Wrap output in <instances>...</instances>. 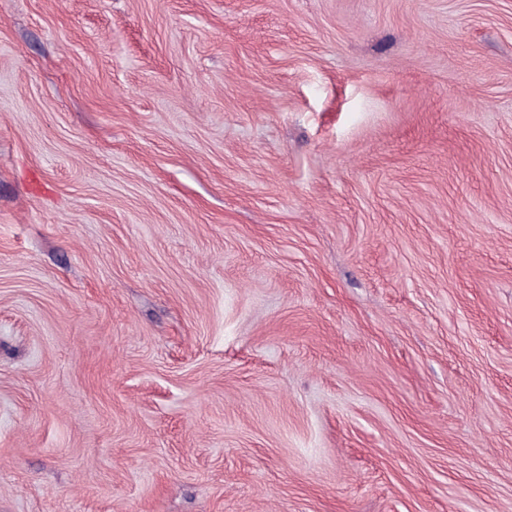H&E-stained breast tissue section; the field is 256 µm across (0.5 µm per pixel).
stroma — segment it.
Masks as SVG:
<instances>
[{
    "label": "stroma",
    "mask_w": 512,
    "mask_h": 512,
    "mask_svg": "<svg viewBox=\"0 0 512 512\" xmlns=\"http://www.w3.org/2000/svg\"><path fill=\"white\" fill-rule=\"evenodd\" d=\"M0 512H512V0H0Z\"/></svg>",
    "instance_id": "1"
}]
</instances>
